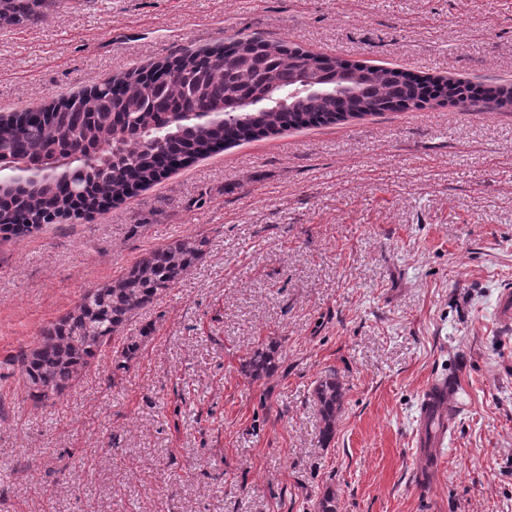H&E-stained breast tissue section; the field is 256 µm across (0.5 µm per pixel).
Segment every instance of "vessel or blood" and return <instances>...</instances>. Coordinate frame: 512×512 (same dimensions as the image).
<instances>
[{"mask_svg": "<svg viewBox=\"0 0 512 512\" xmlns=\"http://www.w3.org/2000/svg\"><path fill=\"white\" fill-rule=\"evenodd\" d=\"M455 389L452 379L433 378L421 393L418 453L424 461L417 474L420 484H428L442 461V448L455 416L450 410V400Z\"/></svg>", "mask_w": 512, "mask_h": 512, "instance_id": "obj_1", "label": "vessel or blood"}]
</instances>
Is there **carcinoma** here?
<instances>
[{
	"label": "carcinoma",
	"instance_id": "carcinoma-1",
	"mask_svg": "<svg viewBox=\"0 0 512 512\" xmlns=\"http://www.w3.org/2000/svg\"><path fill=\"white\" fill-rule=\"evenodd\" d=\"M55 0H0V25L21 26L47 16ZM316 79L318 94L295 92L302 71ZM462 82L414 76L394 68L365 66L306 52L284 40L230 39L207 52H185L151 72L110 77L89 91L33 108L46 117L0 116V154L40 164L39 174L0 187V233L22 236L55 219L79 215L77 202L115 203L227 143L285 128L333 123L386 111L419 110L448 101L468 107ZM160 139L147 147L139 140ZM90 148L89 167H55L56 148ZM205 240H181L156 249L112 282L86 293L73 311L39 336L21 358L35 399L47 402L88 365L112 335L160 292L175 287L202 255ZM282 360L270 342L243 359L253 380L271 376ZM330 440L344 392L336 372L315 387Z\"/></svg>",
	"mask_w": 512,
	"mask_h": 512
}]
</instances>
